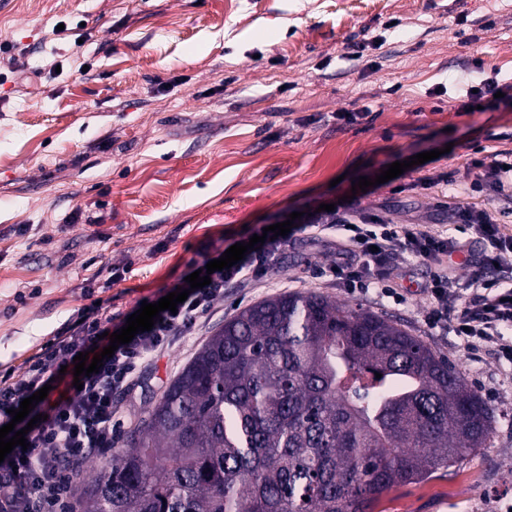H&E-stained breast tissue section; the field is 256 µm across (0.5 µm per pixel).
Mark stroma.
<instances>
[{
    "mask_svg": "<svg viewBox=\"0 0 512 512\" xmlns=\"http://www.w3.org/2000/svg\"><path fill=\"white\" fill-rule=\"evenodd\" d=\"M367 36L382 48L349 59ZM5 43L26 47L32 79L0 75V375L22 374L83 310L101 305L120 330L207 246L336 202L413 155L440 152L359 193L361 206L400 224L447 222L409 184L512 151V102L457 103L461 79L512 82V0H0ZM354 101L371 122L336 121ZM332 258L301 238L281 248L278 286L228 289L201 335L153 359L119 399L124 433L225 320L317 291L403 321L495 410L490 447L393 489L375 512H494L512 497V379L494 352L469 354L448 330L424 328L425 268L398 305L310 277Z\"/></svg>",
    "mask_w": 512,
    "mask_h": 512,
    "instance_id": "35a3bbf8",
    "label": "stroma"
}]
</instances>
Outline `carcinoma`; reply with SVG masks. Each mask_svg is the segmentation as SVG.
<instances>
[{"label":"carcinoma","mask_w":512,"mask_h":512,"mask_svg":"<svg viewBox=\"0 0 512 512\" xmlns=\"http://www.w3.org/2000/svg\"><path fill=\"white\" fill-rule=\"evenodd\" d=\"M493 422L401 322L277 295L206 341L103 463L84 512H374L488 447Z\"/></svg>","instance_id":"1"}]
</instances>
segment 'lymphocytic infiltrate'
Wrapping results in <instances>:
<instances>
[{
    "label": "lymphocytic infiltrate",
    "mask_w": 512,
    "mask_h": 512,
    "mask_svg": "<svg viewBox=\"0 0 512 512\" xmlns=\"http://www.w3.org/2000/svg\"><path fill=\"white\" fill-rule=\"evenodd\" d=\"M465 172L472 177L471 189L481 195L479 202L465 207L447 205L432 193L429 181L420 186L427 209H447L450 225H465L467 238L456 237L449 228L394 223L381 212L360 208L355 199L336 201L330 212L301 216L293 231L305 234L310 244L334 250L335 261L315 275L353 294L403 303L399 288L410 265L428 268L422 285L429 297L424 326L447 327L473 354L494 348L512 375V265L502 262L504 253H512V234L504 225L512 215V151L494 154L487 162L471 161ZM478 241L487 246L480 255L473 250ZM286 242L280 236L255 244L237 264L212 273L210 284L190 293L176 311H161L152 330L119 345L99 371L81 376L80 386L66 384L40 401L41 418L26 435L28 448L14 447L0 462V512H77L72 471L115 448L122 426L116 398L138 384L156 353L194 335L202 319L223 303L226 289L273 280L277 254ZM460 254L473 268L468 292L455 274L453 258ZM105 330V319L83 317L26 360L20 376L0 379V427L11 421L12 409L24 398L57 379L61 366L99 346Z\"/></svg>",
    "instance_id": "f902f5d3"
}]
</instances>
